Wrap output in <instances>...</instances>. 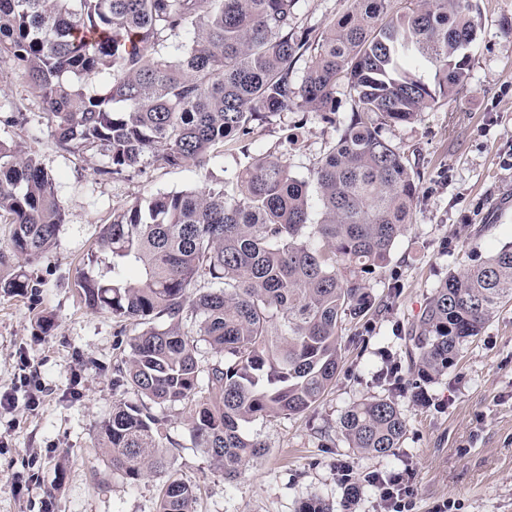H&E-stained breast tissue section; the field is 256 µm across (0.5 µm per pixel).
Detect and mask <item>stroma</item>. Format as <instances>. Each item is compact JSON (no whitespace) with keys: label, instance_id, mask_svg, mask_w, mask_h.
Listing matches in <instances>:
<instances>
[{"label":"stroma","instance_id":"obj_1","mask_svg":"<svg viewBox=\"0 0 512 512\" xmlns=\"http://www.w3.org/2000/svg\"><path fill=\"white\" fill-rule=\"evenodd\" d=\"M478 30L467 85L411 125L383 134L418 173L413 220L369 286L377 307L343 332L336 383L314 409L257 418L247 430L266 453L234 482H225L202 449L193 447L181 407L165 411L172 471L195 487L196 512H298L319 496L335 512H375L376 492L360 485L347 499L338 464L357 476L411 474V512H512V303L502 306L460 359L420 392H400L389 373L408 368V336L433 288L448 273L512 244V0H477ZM349 0H299L297 23L320 36ZM13 109L0 112V139L35 152L67 208L55 245L26 269L38 295L0 293V512H155L162 476L129 483L95 446L99 424L118 399L114 368L129 352L111 313L89 310L77 281L113 212L153 194L203 190L234 180L244 152L280 157L308 178L337 125L311 112H284L244 142L225 145L208 171L145 162L140 173H104L106 158L73 156L57 146L24 74L0 73ZM388 397L407 424L394 455L350 448L339 421L353 404Z\"/></svg>","mask_w":512,"mask_h":512}]
</instances>
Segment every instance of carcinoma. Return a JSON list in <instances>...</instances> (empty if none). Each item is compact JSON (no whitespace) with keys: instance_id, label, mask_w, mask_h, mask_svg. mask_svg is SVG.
Segmentation results:
<instances>
[{"instance_id":"1","label":"carcinoma","mask_w":512,"mask_h":512,"mask_svg":"<svg viewBox=\"0 0 512 512\" xmlns=\"http://www.w3.org/2000/svg\"><path fill=\"white\" fill-rule=\"evenodd\" d=\"M406 2L394 14L390 0H351L316 41L297 25L298 0H0V73L23 71L57 144L104 152L105 174L148 159L206 171L256 123L288 111L334 123L336 89L350 99L311 180L255 154L236 181L151 195L113 213L97 237L79 293L134 326L112 385L143 400L116 401L98 438L129 482L166 475L156 512H193L196 492L169 471L153 408L182 407L193 446L234 480L265 450L246 424L321 403L342 362L344 320L375 306L369 276L388 266L417 196L410 159L382 128L413 124L459 93L478 27L473 0ZM90 75L97 86H86ZM65 216L37 155L0 140V219L13 225L18 262L1 291L37 288L25 264L50 249ZM509 302L512 246L449 274L409 337L417 381L451 367ZM340 431L350 447L386 457L407 425L393 400L375 397L346 410Z\"/></svg>"}]
</instances>
